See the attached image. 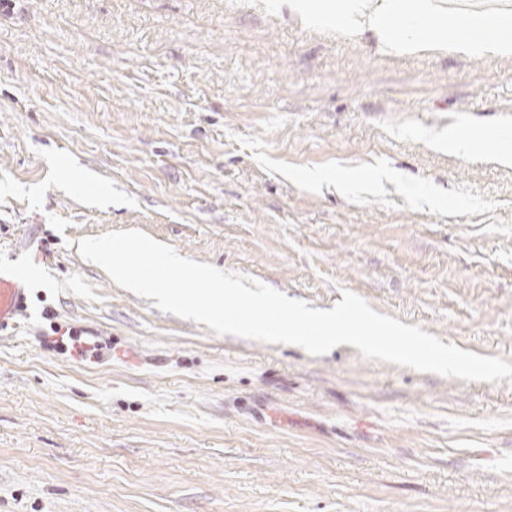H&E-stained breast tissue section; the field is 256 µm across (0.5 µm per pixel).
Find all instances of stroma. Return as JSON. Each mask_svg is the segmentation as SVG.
<instances>
[{"instance_id":"obj_1","label":"stroma","mask_w":512,"mask_h":512,"mask_svg":"<svg viewBox=\"0 0 512 512\" xmlns=\"http://www.w3.org/2000/svg\"><path fill=\"white\" fill-rule=\"evenodd\" d=\"M292 3L0 8V266L27 272L0 512H512L511 382L218 335L78 252L139 230L512 363V53H400ZM55 325L109 349L47 350Z\"/></svg>"}]
</instances>
